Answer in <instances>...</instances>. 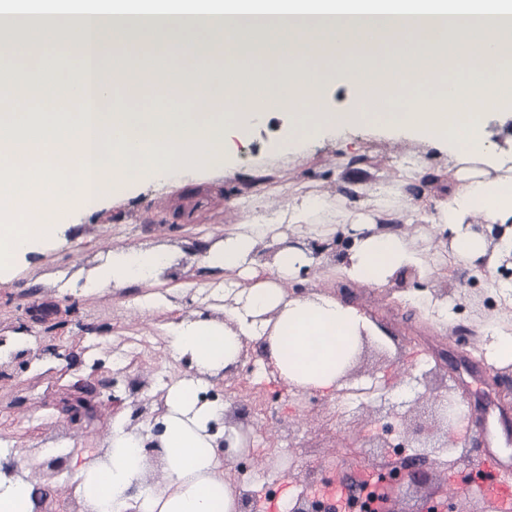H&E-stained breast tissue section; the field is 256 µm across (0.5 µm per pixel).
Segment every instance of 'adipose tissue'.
Masks as SVG:
<instances>
[{"mask_svg":"<svg viewBox=\"0 0 512 512\" xmlns=\"http://www.w3.org/2000/svg\"><path fill=\"white\" fill-rule=\"evenodd\" d=\"M78 73L66 78L53 65L17 80L0 69L9 87L0 106V282L18 258L54 243L67 219L145 185L225 170L271 112L286 117L269 144L277 154L351 128L406 134L447 153L453 180L431 231L447 234L452 262L512 266V139L496 141L488 128L490 115L512 119V14H137L112 50L80 59ZM340 81L352 94L345 112L327 97ZM153 89V108L138 109L135 99ZM420 173L415 166L389 188L365 189V222L328 197L298 196L278 222L225 226L200 259L223 294L165 325L188 370L166 385L153 426L116 416L100 454L68 459L85 512H244L259 484L227 464L248 453L250 438L226 424V403L208 399L214 381L256 351L261 371L287 389L333 392L377 333L329 291L294 293L303 272L324 264L376 288L417 272L411 301L452 323L414 236L384 224L401 184ZM325 212L333 222L317 223ZM342 236L351 245L339 253ZM171 263L165 250L116 249L84 289L153 283ZM481 332L488 357L511 366L512 313L488 317ZM22 468L0 448V512H39V485Z\"/></svg>","mask_w":512,"mask_h":512,"instance_id":"ef3b65f1","label":"adipose tissue"}]
</instances>
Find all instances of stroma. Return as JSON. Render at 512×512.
<instances>
[{
	"label": "stroma",
	"instance_id": "35a3bbf8",
	"mask_svg": "<svg viewBox=\"0 0 512 512\" xmlns=\"http://www.w3.org/2000/svg\"><path fill=\"white\" fill-rule=\"evenodd\" d=\"M283 123L274 114L258 127L240 144L229 174L151 185L133 198L111 201L77 218L42 253L20 258L10 280L0 284V342L18 332L33 340L32 350L0 359V446L17 450L25 471L38 479L44 490L42 512L83 509L65 485L66 464L52 456V449L105 447L108 425L121 412L133 426L153 422L162 378L175 372L162 326L172 314L203 309L197 291L210 287L214 277L193 257L222 239L225 225L286 209L287 196L274 192L286 184L355 209L362 200L361 186L380 185L416 163L423 173L402 186L403 208L386 224L394 230L411 227L427 250L435 288L446 294L461 291L453 324L439 327L407 300L418 282L413 274L386 288L306 274L298 290H330L378 328V337L366 339L349 374L353 382L371 379L378 392L369 397L350 389L292 393L275 378L251 373L257 360L252 354L218 379L209 395L227 402L229 420L254 442L250 454L232 462L236 472L260 484L249 495L252 512H262L270 495L310 494L329 474L349 478L366 466L385 467L397 455L391 447H379L382 433L392 444L403 443L400 456L421 474L400 486L398 512H422L435 499L455 504L459 512H492L491 501L448 481L450 471L475 464L486 443L512 457V437L503 433L506 420H512V367L491 364L481 344L480 325L499 308L488 278L474 266L449 264L447 236L429 234L423 203L442 198L447 155L415 139L366 130L330 132L302 153L278 155L268 144ZM268 196L275 201L273 208L260 207ZM151 247L174 256L162 278L174 310H141V300L151 292L147 286L83 292L89 273L104 265L112 250ZM462 355L476 362L486 378L465 404L464 419L474 418L477 407L490 401L506 410V418H492L486 435L451 432L441 424L421 438L405 436L414 416L434 406V392L448 387L454 398H461L455 366ZM401 382L413 386L412 398H392ZM83 385L94 412L74 421L63 406ZM449 438L457 443L452 453L443 447Z\"/></svg>",
	"mask_w": 512,
	"mask_h": 512
}]
</instances>
